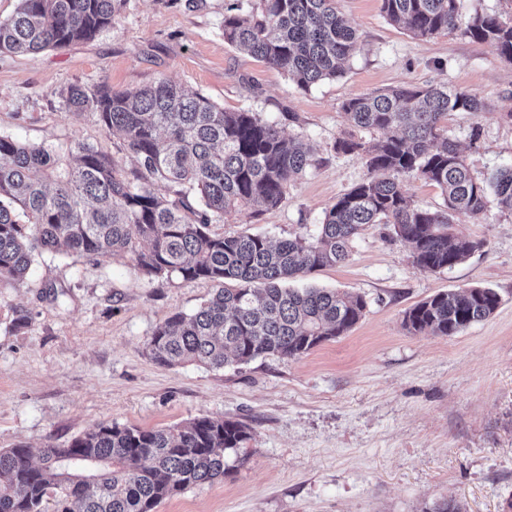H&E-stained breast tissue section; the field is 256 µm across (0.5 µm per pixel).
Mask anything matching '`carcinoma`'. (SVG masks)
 <instances>
[{"instance_id":"carcinoma-1","label":"carcinoma","mask_w":512,"mask_h":512,"mask_svg":"<svg viewBox=\"0 0 512 512\" xmlns=\"http://www.w3.org/2000/svg\"><path fill=\"white\" fill-rule=\"evenodd\" d=\"M125 0H19L0 18V54H23L95 38L112 28ZM381 11L416 38L448 30L496 47L512 63V14L462 20L457 0H381ZM224 40L286 72L308 89L340 75L359 36L336 0H252L230 6ZM67 108L86 112L122 134L140 172L120 176L114 160L86 143L63 164L52 150L0 136V279L22 281L34 254L114 258L130 254L148 277L176 275L219 286L192 315L176 313L147 341L166 367L196 363L222 369L274 355L296 359L347 334L364 316L365 299L324 288H288L300 273L345 262L365 226L391 224L422 270L468 260L483 243L451 232L457 214L478 215L490 201L512 213V168L476 180L448 138L450 112H483L485 102L446 85L396 86L351 97L342 110L355 128L336 150L363 155L365 177L326 212L317 235L274 244L258 235H215L210 226L244 209L280 205L288 183L311 159L276 124L251 111L227 112L165 77L142 88L71 85ZM436 185L444 208L414 205L407 176ZM161 184L172 190L167 198ZM28 222L22 224L16 209ZM235 282L236 288L225 284ZM491 288L448 290L404 313L411 332L454 336L491 317ZM250 437L244 423L203 416L145 430L99 423L65 448L0 450V512H154L163 499L230 473L224 451Z\"/></svg>"}]
</instances>
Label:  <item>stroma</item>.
Instances as JSON below:
<instances>
[{
  "label": "stroma",
  "instance_id": "35a3bbf8",
  "mask_svg": "<svg viewBox=\"0 0 512 512\" xmlns=\"http://www.w3.org/2000/svg\"><path fill=\"white\" fill-rule=\"evenodd\" d=\"M228 0H126L95 39L0 55V135L67 156L74 143L138 168L119 136L66 109L68 86L120 91L167 77L227 111L251 110L301 138L311 164L275 209L211 225L219 235L273 240L314 234L336 199L366 174L337 139L373 140L342 110L351 97L445 83L483 112H452L448 136L473 176L512 167V64L486 42L445 31L422 40L390 24L380 0H337L360 36L345 73L309 89L224 39ZM482 241L466 262L419 269L389 224L369 225L343 263L302 275L362 295L346 335L297 359L265 356L212 370L161 367L146 353L156 326L194 313L215 285L151 279L130 257L34 256L23 281L0 282V448H63L98 423L157 429L201 416L247 424L225 451L231 472L162 500L154 512H512V213L457 215ZM487 287L496 313L455 336L408 332L404 312L440 291Z\"/></svg>",
  "mask_w": 512,
  "mask_h": 512
}]
</instances>
